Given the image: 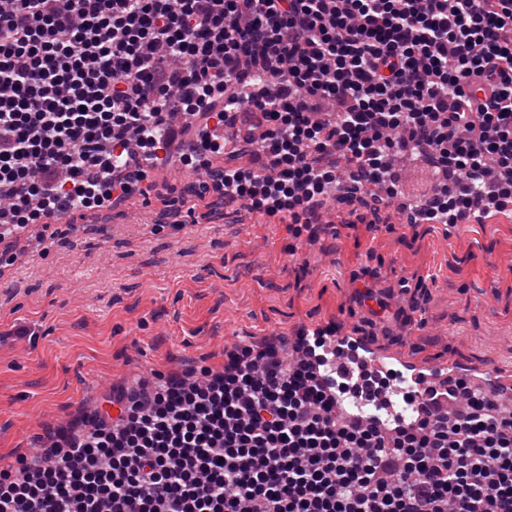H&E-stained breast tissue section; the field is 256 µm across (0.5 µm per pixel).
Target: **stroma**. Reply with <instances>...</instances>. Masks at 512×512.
<instances>
[{
    "label": "stroma",
    "instance_id": "35a3bbf8",
    "mask_svg": "<svg viewBox=\"0 0 512 512\" xmlns=\"http://www.w3.org/2000/svg\"><path fill=\"white\" fill-rule=\"evenodd\" d=\"M325 208L314 244L242 210L163 217L139 197L104 222L58 218L63 236L0 264V456L34 455L43 425L69 426L114 384L188 359L218 369L225 347L324 320L424 364L512 367V221L412 228L390 212L369 232L340 198ZM368 271L387 305L370 323L348 312ZM420 274L430 295L410 325L396 314Z\"/></svg>",
    "mask_w": 512,
    "mask_h": 512
}]
</instances>
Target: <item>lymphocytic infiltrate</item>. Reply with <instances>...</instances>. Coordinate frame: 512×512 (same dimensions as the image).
Instances as JSON below:
<instances>
[{
    "label": "lymphocytic infiltrate",
    "mask_w": 512,
    "mask_h": 512,
    "mask_svg": "<svg viewBox=\"0 0 512 512\" xmlns=\"http://www.w3.org/2000/svg\"><path fill=\"white\" fill-rule=\"evenodd\" d=\"M261 116L264 162L213 167L217 131ZM179 149L197 200L287 231L353 165L410 226L512 220V0H0V242L148 195ZM440 180L399 200L395 161ZM310 341L274 336L154 387L117 386L90 426L0 463V512H512V415L464 379L387 425L336 413Z\"/></svg>",
    "instance_id": "f902f5d3"
}]
</instances>
